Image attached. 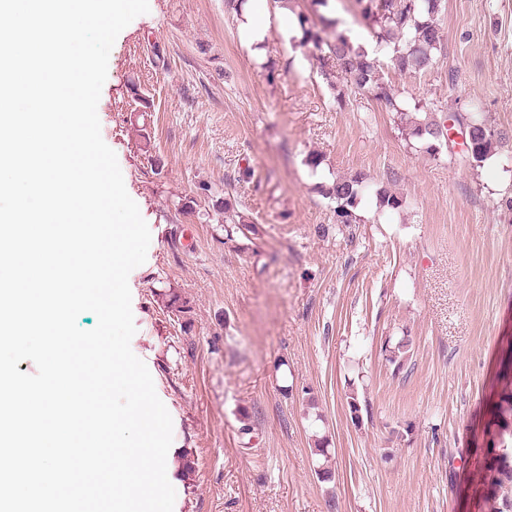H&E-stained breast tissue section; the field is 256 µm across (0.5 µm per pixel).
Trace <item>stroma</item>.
I'll use <instances>...</instances> for the list:
<instances>
[{
    "mask_svg": "<svg viewBox=\"0 0 512 512\" xmlns=\"http://www.w3.org/2000/svg\"><path fill=\"white\" fill-rule=\"evenodd\" d=\"M149 7L97 113L151 233L131 349L173 421L176 512H481L473 451L497 432L512 346V0H442L438 64L388 74L410 107L481 103L507 138L476 165L371 94L337 96L273 0L259 55L224 0ZM356 174L369 186L342 224L324 189ZM379 188L401 207L379 209Z\"/></svg>",
    "mask_w": 512,
    "mask_h": 512,
    "instance_id": "stroma-1",
    "label": "stroma"
}]
</instances>
